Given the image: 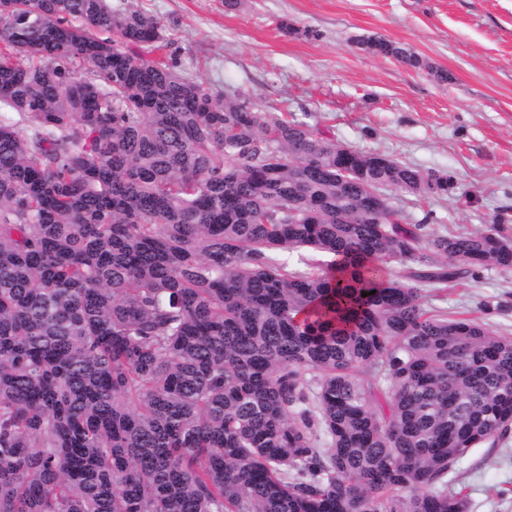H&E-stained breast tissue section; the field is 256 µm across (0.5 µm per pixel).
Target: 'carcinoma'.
Instances as JSON below:
<instances>
[{
    "label": "carcinoma",
    "mask_w": 512,
    "mask_h": 512,
    "mask_svg": "<svg viewBox=\"0 0 512 512\" xmlns=\"http://www.w3.org/2000/svg\"><path fill=\"white\" fill-rule=\"evenodd\" d=\"M163 42L109 0H0V512H468L448 472L512 431V336L426 298L512 239L400 223L383 190L431 175Z\"/></svg>",
    "instance_id": "cac0c4a2"
}]
</instances>
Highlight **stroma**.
I'll list each match as a JSON object with an SVG mask.
<instances>
[{"mask_svg": "<svg viewBox=\"0 0 512 512\" xmlns=\"http://www.w3.org/2000/svg\"><path fill=\"white\" fill-rule=\"evenodd\" d=\"M156 16L157 58L213 93L239 92L342 145L445 175L447 191L387 195L403 223L438 233L498 221L512 237V0H112ZM382 36L425 63L361 46ZM448 73V82L433 73ZM431 306L512 336V269L487 267L432 292ZM469 512H512V437L448 475Z\"/></svg>", "mask_w": 512, "mask_h": 512, "instance_id": "1", "label": "stroma"}]
</instances>
